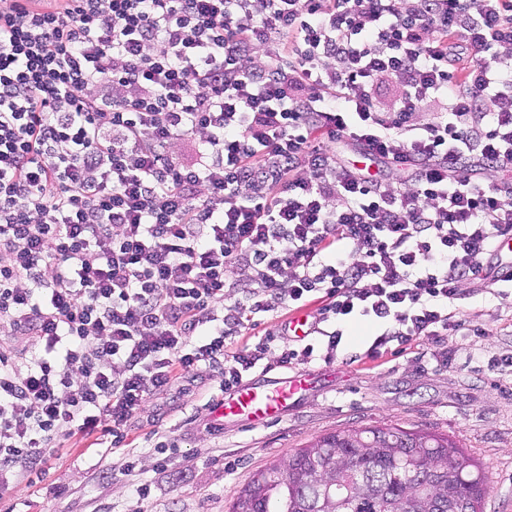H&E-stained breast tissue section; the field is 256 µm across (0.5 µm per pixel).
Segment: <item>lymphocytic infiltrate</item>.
<instances>
[{"mask_svg":"<svg viewBox=\"0 0 512 512\" xmlns=\"http://www.w3.org/2000/svg\"><path fill=\"white\" fill-rule=\"evenodd\" d=\"M506 235L512 0H0V491L273 313L446 344Z\"/></svg>","mask_w":512,"mask_h":512,"instance_id":"f902f5d3","label":"lymphocytic infiltrate"}]
</instances>
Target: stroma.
<instances>
[{"label":"stroma","instance_id":"35a3bbf8","mask_svg":"<svg viewBox=\"0 0 512 512\" xmlns=\"http://www.w3.org/2000/svg\"><path fill=\"white\" fill-rule=\"evenodd\" d=\"M465 292L457 306L468 321L439 354L414 342L376 362L359 360L372 328L357 324L333 360L319 343L311 363L252 372L259 382L303 370L311 376L284 417L258 425L216 422L210 402L224 378L200 369L132 418L129 447L63 440L42 481L1 495L0 512H229L235 490L256 470L336 429L384 424L456 440L487 473L484 512H512V369L494 374L480 359L484 348L512 357V289L492 291L481 280ZM159 439L166 455L154 448ZM131 448L139 464L129 476L122 463ZM138 482L150 484L148 500L132 495Z\"/></svg>","mask_w":512,"mask_h":512}]
</instances>
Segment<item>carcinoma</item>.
<instances>
[{
  "label": "carcinoma",
  "instance_id": "obj_1",
  "mask_svg": "<svg viewBox=\"0 0 512 512\" xmlns=\"http://www.w3.org/2000/svg\"><path fill=\"white\" fill-rule=\"evenodd\" d=\"M349 478V506L336 479ZM486 475L448 436L396 426L337 430L257 473L232 512H483Z\"/></svg>",
  "mask_w": 512,
  "mask_h": 512
}]
</instances>
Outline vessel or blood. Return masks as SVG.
Listing matches in <instances>:
<instances>
[{
  "instance_id": "b4317fda",
  "label": "vessel or blood",
  "mask_w": 512,
  "mask_h": 512,
  "mask_svg": "<svg viewBox=\"0 0 512 512\" xmlns=\"http://www.w3.org/2000/svg\"><path fill=\"white\" fill-rule=\"evenodd\" d=\"M302 386L301 376L294 375L257 387L243 383L225 393L223 402L215 408L219 419L234 417L251 423H262L281 418L288 410V401Z\"/></svg>"
}]
</instances>
